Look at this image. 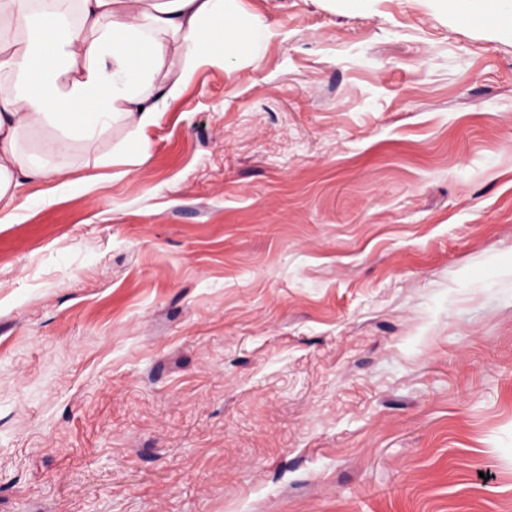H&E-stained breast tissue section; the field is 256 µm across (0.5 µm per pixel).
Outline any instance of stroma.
Returning <instances> with one entry per match:
<instances>
[{
    "label": "stroma",
    "mask_w": 512,
    "mask_h": 512,
    "mask_svg": "<svg viewBox=\"0 0 512 512\" xmlns=\"http://www.w3.org/2000/svg\"><path fill=\"white\" fill-rule=\"evenodd\" d=\"M490 6L236 0L245 52L19 188L0 512H512Z\"/></svg>",
    "instance_id": "35a3bbf8"
}]
</instances>
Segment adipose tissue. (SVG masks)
Masks as SVG:
<instances>
[{"mask_svg":"<svg viewBox=\"0 0 512 512\" xmlns=\"http://www.w3.org/2000/svg\"><path fill=\"white\" fill-rule=\"evenodd\" d=\"M232 0H0V40L18 49L0 56V222L17 216L16 190L62 179L69 143H93L122 119L142 131L157 123L160 101L181 95L202 64L242 52L259 31L230 12ZM178 43L181 66L163 89L153 80ZM39 128L44 155L20 137Z\"/></svg>","mask_w":512,"mask_h":512,"instance_id":"adipose-tissue-1","label":"adipose tissue"}]
</instances>
